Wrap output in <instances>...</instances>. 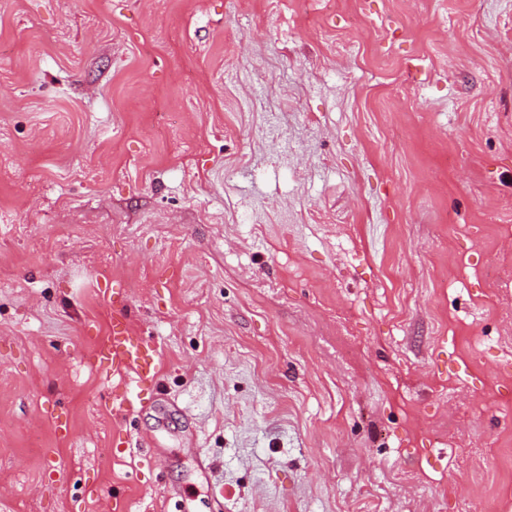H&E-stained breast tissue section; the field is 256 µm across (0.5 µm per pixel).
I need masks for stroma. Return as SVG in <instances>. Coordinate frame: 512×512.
Instances as JSON below:
<instances>
[{"instance_id": "stroma-1", "label": "stroma", "mask_w": 512, "mask_h": 512, "mask_svg": "<svg viewBox=\"0 0 512 512\" xmlns=\"http://www.w3.org/2000/svg\"><path fill=\"white\" fill-rule=\"evenodd\" d=\"M118 498L512 512V0H0V512ZM112 303V334L99 350V368H131L135 371L138 388L143 390L145 387H153L156 383L157 370L147 361V357L155 351L156 346L150 336H129L122 307L116 306V301Z\"/></svg>"}]
</instances>
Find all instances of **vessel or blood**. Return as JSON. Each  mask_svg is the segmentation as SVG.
I'll return each mask as SVG.
<instances>
[{
    "label": "vessel or blood",
    "instance_id": "1",
    "mask_svg": "<svg viewBox=\"0 0 512 512\" xmlns=\"http://www.w3.org/2000/svg\"><path fill=\"white\" fill-rule=\"evenodd\" d=\"M155 350L150 337L129 335L121 307H114L112 316V334L99 351L97 362L100 368L133 369L136 374L137 388L154 386L157 370L147 357ZM136 388V390H137ZM136 390H126L113 395L112 410L120 413L136 407Z\"/></svg>",
    "mask_w": 512,
    "mask_h": 512
}]
</instances>
